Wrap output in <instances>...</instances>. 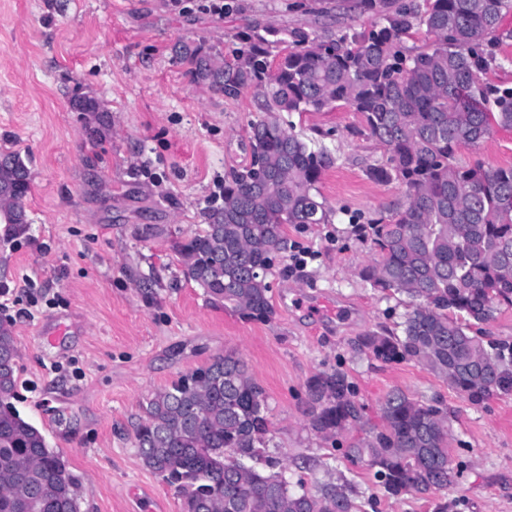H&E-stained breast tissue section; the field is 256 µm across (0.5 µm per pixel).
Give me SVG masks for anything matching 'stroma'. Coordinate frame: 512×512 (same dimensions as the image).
<instances>
[{"label": "stroma", "instance_id": "stroma-1", "mask_svg": "<svg viewBox=\"0 0 512 512\" xmlns=\"http://www.w3.org/2000/svg\"><path fill=\"white\" fill-rule=\"evenodd\" d=\"M0 0V152L31 171L28 230L0 242V320L17 348L14 405L65 455L81 512H181L175 491L134 444L142 402L179 376L235 351L265 390L266 454L291 489L347 484L353 512H512V392L471 403L412 361L385 363L361 344L399 332L406 295L380 292L360 272L377 253L350 224L404 200L395 181L368 175L385 148L346 105L295 112L284 123L322 141L338 162L319 191L327 224L286 225L287 250L268 280L274 315L255 321L213 306L184 274L175 249L203 228L218 185L250 159L260 119L252 90L227 97L192 81L172 47L184 40L232 57L248 26L305 29L324 38L362 31L372 14L333 0ZM89 97L97 111L79 112ZM459 162L512 165V130L463 146ZM307 255L303 271L293 259ZM64 326L61 336L43 327ZM339 368L370 419L399 389L451 417L457 477L431 496L384 493L372 471L346 459L335 437L304 414L307 383Z\"/></svg>", "mask_w": 512, "mask_h": 512}]
</instances>
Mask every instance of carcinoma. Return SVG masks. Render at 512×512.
I'll list each match as a JSON object with an SVG mask.
<instances>
[{
  "mask_svg": "<svg viewBox=\"0 0 512 512\" xmlns=\"http://www.w3.org/2000/svg\"><path fill=\"white\" fill-rule=\"evenodd\" d=\"M376 16L371 29L327 40L302 29L238 35L234 59L182 44L176 54L196 82L226 96L254 91L263 117L251 124L250 162L224 179L222 203L205 227L177 245L185 275L209 302L261 321L274 313L270 273L286 250L287 224H327L318 183L337 158L326 146L283 125V114L345 104L360 113L387 149L369 169L398 181L406 201L368 220L378 253L361 276L371 287L404 293L413 304L401 334L362 340L383 362L412 360L473 403L512 392V347L472 334L512 307V166L486 170L460 163L456 150L495 129H512V87L482 75L501 66L512 41L500 28L512 0H418L394 10L388 0H359ZM424 31L421 46L408 39ZM279 49L277 54L272 50ZM30 171L0 153L3 240L23 232ZM17 349L0 323V401L14 399ZM306 416L318 433H351L344 454L375 469L384 492L429 495L455 477L448 413L404 392H390L372 423L346 372H320L307 383ZM134 440L146 468L174 488L182 512H352L344 484L318 493L290 489L273 457L267 396L233 353L180 376L142 404ZM264 458L272 472L245 460ZM79 480L63 455L16 408L0 415V512H81Z\"/></svg>",
  "mask_w": 512,
  "mask_h": 512,
  "instance_id": "carcinoma-1",
  "label": "carcinoma"
}]
</instances>
